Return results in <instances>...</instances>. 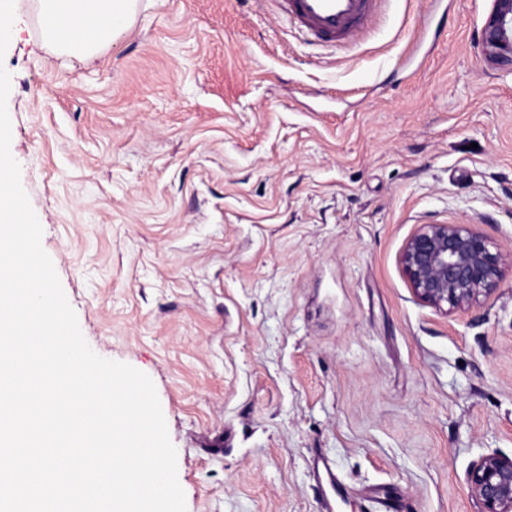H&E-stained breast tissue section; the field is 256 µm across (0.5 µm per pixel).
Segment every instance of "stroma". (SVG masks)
Segmentation results:
<instances>
[{
    "instance_id": "1",
    "label": "stroma",
    "mask_w": 512,
    "mask_h": 512,
    "mask_svg": "<svg viewBox=\"0 0 512 512\" xmlns=\"http://www.w3.org/2000/svg\"><path fill=\"white\" fill-rule=\"evenodd\" d=\"M492 0H389L346 46L271 0H138L97 54L15 0L11 153L80 330L155 384L187 512H477L512 457V72ZM425 224L502 281L421 301ZM478 40L493 63L512 72V0H493ZM403 270L424 302L448 310L469 306L496 291L501 269L497 254L471 224H425L401 255ZM477 512H512V458L492 454L473 464L467 474Z\"/></svg>"
}]
</instances>
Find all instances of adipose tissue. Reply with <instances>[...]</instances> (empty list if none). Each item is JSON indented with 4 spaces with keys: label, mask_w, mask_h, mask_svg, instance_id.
<instances>
[{
    "label": "adipose tissue",
    "mask_w": 512,
    "mask_h": 512,
    "mask_svg": "<svg viewBox=\"0 0 512 512\" xmlns=\"http://www.w3.org/2000/svg\"><path fill=\"white\" fill-rule=\"evenodd\" d=\"M41 15L67 14L75 25L69 32L53 28L46 42L61 53L87 57L125 31L133 18L135 0H36Z\"/></svg>",
    "instance_id": "ef3b65f1"
}]
</instances>
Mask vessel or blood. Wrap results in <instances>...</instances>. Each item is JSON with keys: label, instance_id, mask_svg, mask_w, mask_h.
<instances>
[{"label": "vessel or blood", "instance_id": "b4317fda", "mask_svg": "<svg viewBox=\"0 0 512 512\" xmlns=\"http://www.w3.org/2000/svg\"><path fill=\"white\" fill-rule=\"evenodd\" d=\"M278 11L314 39L342 42L369 32L386 0H274Z\"/></svg>", "mask_w": 512, "mask_h": 512}]
</instances>
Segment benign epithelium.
Wrapping results in <instances>:
<instances>
[{"label": "benign epithelium", "mask_w": 512, "mask_h": 512, "mask_svg": "<svg viewBox=\"0 0 512 512\" xmlns=\"http://www.w3.org/2000/svg\"><path fill=\"white\" fill-rule=\"evenodd\" d=\"M478 40L496 65L512 69V0H493ZM403 270L424 302L451 309L469 306L500 285L499 256L470 224H424L401 255ZM478 512H512V458L492 454L467 474Z\"/></svg>", "instance_id": "7a95c632"}]
</instances>
